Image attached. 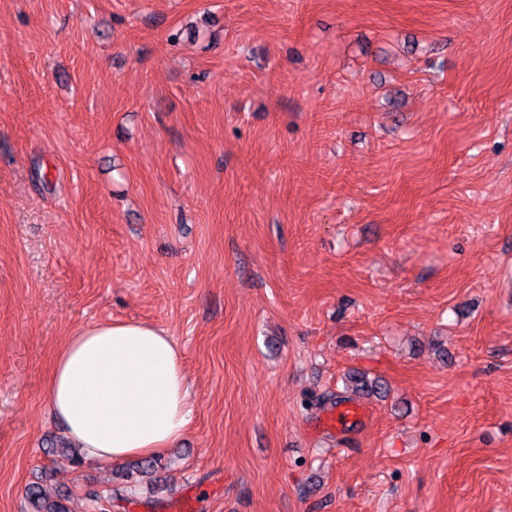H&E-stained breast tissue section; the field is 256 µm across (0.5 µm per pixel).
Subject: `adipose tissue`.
<instances>
[{"instance_id":"1","label":"adipose tissue","mask_w":512,"mask_h":512,"mask_svg":"<svg viewBox=\"0 0 512 512\" xmlns=\"http://www.w3.org/2000/svg\"><path fill=\"white\" fill-rule=\"evenodd\" d=\"M47 405L94 462L153 457L177 444L192 417L182 355L141 322L77 330L47 376Z\"/></svg>"}]
</instances>
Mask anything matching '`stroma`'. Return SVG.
<instances>
[{
    "mask_svg": "<svg viewBox=\"0 0 512 512\" xmlns=\"http://www.w3.org/2000/svg\"><path fill=\"white\" fill-rule=\"evenodd\" d=\"M183 355L151 478L72 466L74 331ZM360 370L368 425L325 413ZM512 512V0H0V512ZM66 495L59 494L55 499H50L43 492L39 484L31 485L26 491V511L27 512H68L64 504Z\"/></svg>",
    "mask_w": 512,
    "mask_h": 512,
    "instance_id": "35a3bbf8",
    "label": "stroma"
}]
</instances>
